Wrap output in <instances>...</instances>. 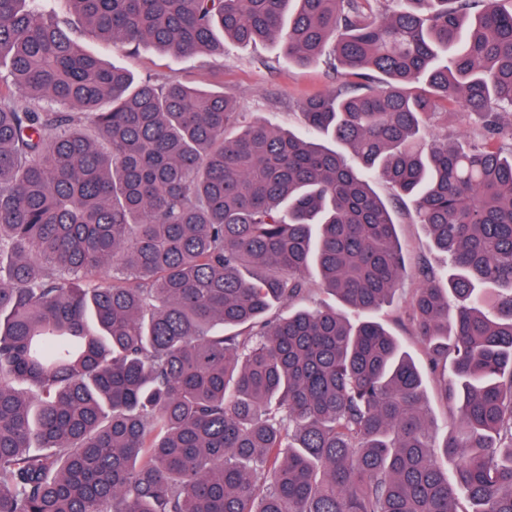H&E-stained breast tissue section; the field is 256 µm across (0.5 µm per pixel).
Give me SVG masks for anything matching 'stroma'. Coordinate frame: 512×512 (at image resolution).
<instances>
[{
  "instance_id": "stroma-1",
  "label": "stroma",
  "mask_w": 512,
  "mask_h": 512,
  "mask_svg": "<svg viewBox=\"0 0 512 512\" xmlns=\"http://www.w3.org/2000/svg\"><path fill=\"white\" fill-rule=\"evenodd\" d=\"M83 47L98 53L106 61L132 72L136 78L176 76L201 88L224 91L233 96L240 111L259 116L284 131H303L300 105L310 95L329 92L336 80L324 64L299 68L288 63L274 42L252 45L227 43L223 53L168 58L149 46L134 52H115L89 35H81ZM397 232L407 249V274L392 306L377 314L414 359H421L422 344L411 330L395 320L414 286V274L420 258L441 265V256L431 249L420 225L400 213Z\"/></svg>"
}]
</instances>
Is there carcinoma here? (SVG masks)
Wrapping results in <instances>:
<instances>
[{
	"label": "carcinoma",
	"mask_w": 512,
	"mask_h": 512,
	"mask_svg": "<svg viewBox=\"0 0 512 512\" xmlns=\"http://www.w3.org/2000/svg\"><path fill=\"white\" fill-rule=\"evenodd\" d=\"M380 2L0 0V512H512V6ZM69 14L116 50L326 52L341 82L282 132L107 65ZM450 107L481 139L424 148ZM406 200L448 261L402 312L437 444L373 319ZM317 286L337 305L276 313ZM441 384L442 382L432 376L427 377L425 382V401L436 443L442 440L448 426V413L440 398Z\"/></svg>",
	"instance_id": "carcinoma-1"
}]
</instances>
